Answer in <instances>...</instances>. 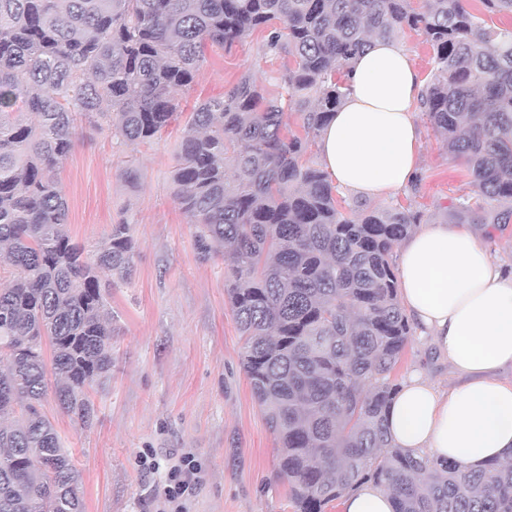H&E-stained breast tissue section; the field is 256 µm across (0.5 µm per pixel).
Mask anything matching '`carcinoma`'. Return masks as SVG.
<instances>
[{
	"label": "carcinoma",
	"mask_w": 512,
	"mask_h": 512,
	"mask_svg": "<svg viewBox=\"0 0 512 512\" xmlns=\"http://www.w3.org/2000/svg\"><path fill=\"white\" fill-rule=\"evenodd\" d=\"M479 2L512 20V0ZM259 29L267 51L294 61L281 82L304 135L245 76L183 128L174 200L201 258L224 256L243 371L294 512H326L364 483L391 492L395 512H512V463L414 457L385 429L412 336L392 256L423 212L347 210L328 173L304 161L343 103L349 62L371 37L408 29L434 52L422 112L499 204L461 195L444 223L511 224L512 29L467 0H0V512H84L81 473L44 401L90 424L89 390L112 374L107 295L136 255L123 219L90 251L72 241L60 164L97 116L127 146L153 138L207 48Z\"/></svg>",
	"instance_id": "cac0c4a2"
}]
</instances>
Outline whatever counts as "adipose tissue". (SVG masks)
<instances>
[{"instance_id":"adipose-tissue-1","label":"adipose tissue","mask_w":512,"mask_h":512,"mask_svg":"<svg viewBox=\"0 0 512 512\" xmlns=\"http://www.w3.org/2000/svg\"><path fill=\"white\" fill-rule=\"evenodd\" d=\"M348 94L323 126L319 159L344 192L376 200L410 186L420 170L415 105L423 88L404 46L375 39L348 69ZM402 305L459 376L448 390L412 366L385 414L393 443L480 468L512 460V270L471 232L427 224L397 249Z\"/></svg>"}]
</instances>
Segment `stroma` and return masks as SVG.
I'll return each mask as SVG.
<instances>
[{
    "label": "stroma",
    "instance_id": "stroma-1",
    "mask_svg": "<svg viewBox=\"0 0 512 512\" xmlns=\"http://www.w3.org/2000/svg\"><path fill=\"white\" fill-rule=\"evenodd\" d=\"M264 31L225 50L211 47L191 88L179 91V116L151 140L120 144L107 129L84 127L58 172L71 238L93 249L126 218L137 243L132 272L112 289L117 317L111 378L92 391L94 417L82 427L45 404L82 475L85 512H172L163 496L169 469L191 454L200 470L180 499L182 512H293L276 477L277 443L251 396L242 342L225 293L224 260H201L195 228L173 198L171 175L182 129L196 105L244 75L267 96L283 93L286 55L264 53ZM422 181L394 198L440 221L451 198L476 196L462 160L448 156L423 112ZM139 173L128 182L126 171ZM420 364L445 386L455 373L414 335L399 366Z\"/></svg>",
    "mask_w": 512,
    "mask_h": 512
}]
</instances>
